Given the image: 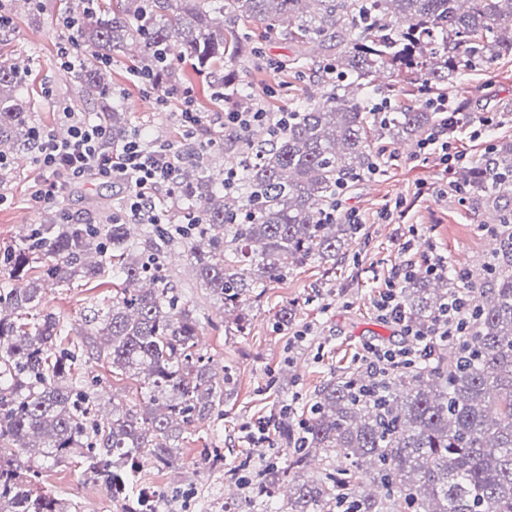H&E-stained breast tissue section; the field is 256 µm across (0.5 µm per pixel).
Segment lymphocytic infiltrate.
I'll return each instance as SVG.
<instances>
[{
    "instance_id": "obj_1",
    "label": "lymphocytic infiltrate",
    "mask_w": 512,
    "mask_h": 512,
    "mask_svg": "<svg viewBox=\"0 0 512 512\" xmlns=\"http://www.w3.org/2000/svg\"><path fill=\"white\" fill-rule=\"evenodd\" d=\"M70 122L69 136L60 140L50 133L40 136L38 166L47 178L32 198L33 206L55 197L61 184H79L99 178L122 185L126 194L112 214L116 219L132 224H165L169 215L157 199L158 189L175 193L173 156L167 150H149L138 137H131L116 152H103L101 127L65 112ZM414 273L412 265L393 268L384 291L374 307L380 319L394 323L399 343L369 342L363 346L362 361L375 383H382L392 371L409 367L432 353L435 346L461 335L472 310L468 296L454 297L428 325L417 324L409 317L399 300V290Z\"/></svg>"
}]
</instances>
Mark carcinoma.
Listing matches in <instances>:
<instances>
[{
  "instance_id": "1",
  "label": "carcinoma",
  "mask_w": 512,
  "mask_h": 512,
  "mask_svg": "<svg viewBox=\"0 0 512 512\" xmlns=\"http://www.w3.org/2000/svg\"><path fill=\"white\" fill-rule=\"evenodd\" d=\"M66 17L68 44L88 60L79 79L98 100L105 150L137 132L105 81L130 41L140 50L132 70L146 76L147 93L183 84L186 65L209 80L214 100L239 112L255 110L256 100L232 74L213 75L226 62L259 61L252 23L294 47L283 70L299 73L317 47L321 65L336 71L323 80L324 95L288 110L277 136L256 127L235 138L231 189L223 185L228 169L200 159L182 165L193 143L166 144L183 191L169 206L172 223L142 225L140 245L129 243L126 224H63L56 215L0 254L8 272L0 287V447L17 450L0 457V512H73L75 504L34 490L45 464L69 461L98 476L122 512H157L133 494L134 473L145 461L177 465L183 433L209 418L231 385V373L198 348L201 322L169 285L168 251L184 247L224 309V332L241 335L256 289L336 259L360 235L361 225L323 213L338 186L371 175L372 142H419L444 119L409 100L415 82L428 98L443 95L467 72L512 57V0H100L91 16L78 5ZM380 72L390 81L375 83ZM26 78L14 64L0 66V182L15 150L36 155ZM369 86L372 98L393 101L384 121L356 97ZM487 155L455 179L499 224L483 277L461 282L419 271L400 290L419 323L451 296H472L475 318L451 342V356L441 345L378 389L363 370L328 383L302 427L286 418L274 424L285 444H301L287 466L248 468L245 483L229 477L239 506L253 512L287 482L288 512H512V141L493 143ZM190 211L198 222L182 223ZM110 266L122 275L119 290L87 326L39 311L45 280H98ZM91 361L106 362L117 377H143L148 408L135 402L101 422L100 395L78 374ZM319 449L346 465L302 479ZM367 463L384 494L364 490Z\"/></svg>"
}]
</instances>
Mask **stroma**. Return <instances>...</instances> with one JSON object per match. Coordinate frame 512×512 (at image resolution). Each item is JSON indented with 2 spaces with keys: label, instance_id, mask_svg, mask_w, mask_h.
Returning a JSON list of instances; mask_svg holds the SVG:
<instances>
[{
  "label": "stroma",
  "instance_id": "stroma-1",
  "mask_svg": "<svg viewBox=\"0 0 512 512\" xmlns=\"http://www.w3.org/2000/svg\"><path fill=\"white\" fill-rule=\"evenodd\" d=\"M44 9L37 20L18 11L10 26L0 29V63L26 62L30 68L31 90L38 101L35 122L44 129L60 127L64 111L77 117H94L96 105L83 100L76 74L62 75L56 65V52L65 39L59 15L71 0H42ZM264 60L251 67H234L240 86L263 102L271 111H283L310 93L323 92L324 85L315 73L304 81L290 83L287 75L270 68L273 60L291 57L292 46L268 34L263 25L252 27ZM107 78L125 91L122 103L133 124L145 139L179 140L183 135L180 118V90H173L166 101L142 93L129 71L128 60L113 65ZM448 97L466 103L464 129L457 135V147L468 160L483 157L488 138L512 139V111L502 112L503 104H512V61L504 60L489 70L468 72L464 79L449 86ZM192 96L198 111L206 113L205 127L191 140L201 156H211L209 139L223 137L224 111L216 107L202 84H195ZM495 113L490 137H474L470 127L480 113ZM374 152L380 170L373 177L356 182L347 195L351 208L363 228L362 236L351 251L336 262L312 264L295 271L287 281L265 289L260 298L245 305L249 322L244 335L224 332V311L209 298L196 281L185 258L169 262L167 274L181 290L186 306L202 324L199 346L218 365L235 374L233 390L211 418L196 423L183 434L177 468L157 470L144 464L136 477L138 490L158 495V512H224L234 495L226 472L243 462L261 468L268 456L286 463L291 451L281 442L256 448L243 432L244 427L260 419L277 418L283 405H292L296 418L307 416L321 386L329 380L352 373L360 366L364 343L392 341L395 329L380 322L373 300L393 267L412 264L422 268L432 252H440L449 265L479 269L487 262L490 234L483 217L461 193L440 192L444 180L443 164L435 155L404 151L398 145L380 141ZM44 174L33 162L16 166L9 182L0 184V194L8 201L0 206V248L20 243L22 224L44 221V210L32 207L30 199L42 187ZM431 185V193H422L421 184ZM124 192L122 186L108 180L89 179L66 187L49 200L48 208L87 222L89 217L104 219ZM400 205L398 222L386 221L384 212ZM417 235H410V228ZM112 289L96 282L76 280L66 286L45 283L40 307L61 320L77 324L91 309L107 306ZM295 306L291 327L280 328L278 311ZM224 456V467L211 469L212 453ZM41 491L72 500L80 512H121L100 479L80 465L65 462L44 473Z\"/></svg>",
  "mask_w": 512,
  "mask_h": 512
}]
</instances>
